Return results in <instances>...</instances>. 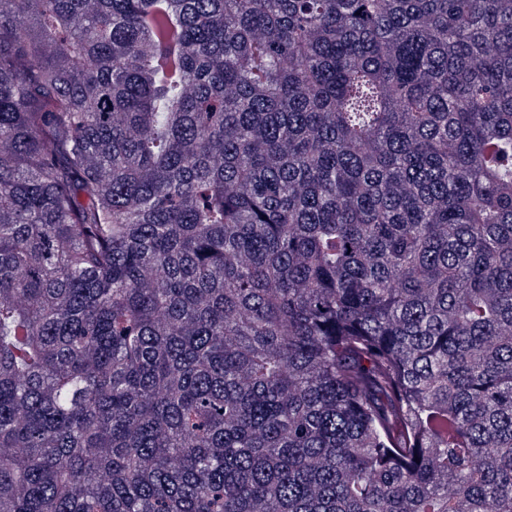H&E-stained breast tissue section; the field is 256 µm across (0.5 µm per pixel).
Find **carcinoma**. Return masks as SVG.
Instances as JSON below:
<instances>
[{
	"mask_svg": "<svg viewBox=\"0 0 512 512\" xmlns=\"http://www.w3.org/2000/svg\"><path fill=\"white\" fill-rule=\"evenodd\" d=\"M0 512H512V0H0Z\"/></svg>",
	"mask_w": 512,
	"mask_h": 512,
	"instance_id": "carcinoma-1",
	"label": "carcinoma"
}]
</instances>
